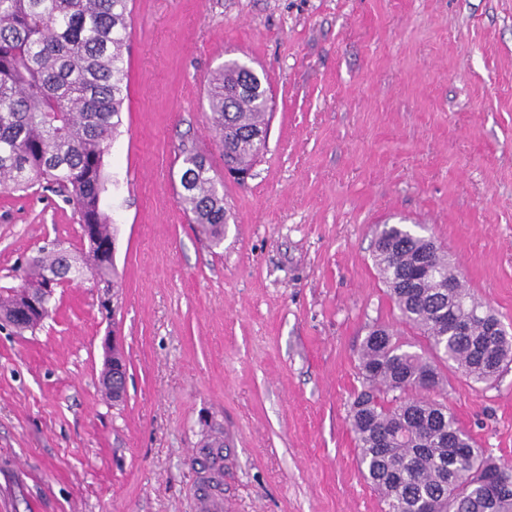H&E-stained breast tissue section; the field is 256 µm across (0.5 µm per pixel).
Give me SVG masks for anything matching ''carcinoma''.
Masks as SVG:
<instances>
[{"label": "carcinoma", "instance_id": "cac0c4a2", "mask_svg": "<svg viewBox=\"0 0 512 512\" xmlns=\"http://www.w3.org/2000/svg\"><path fill=\"white\" fill-rule=\"evenodd\" d=\"M130 0H0V189L36 182L77 214L82 248L59 241L16 268L19 284L0 292V324L18 334L42 325L18 316L21 288H57L89 277L114 287L115 225L102 208L104 157L122 125L123 49ZM269 88L251 66L224 62L207 100L220 148L248 171L252 141L267 132ZM206 155L182 154L180 194L209 242L224 241V191ZM400 323L423 338L419 350L390 325H375L359 353L362 389L350 420L360 467L386 512H512V464L477 447L448 404L422 396L443 369L488 383L512 362V333L494 332V311L459 279L447 251L430 236L386 224L375 250Z\"/></svg>", "mask_w": 512, "mask_h": 512}]
</instances>
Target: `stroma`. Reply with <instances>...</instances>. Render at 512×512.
Instances as JSON below:
<instances>
[{
  "mask_svg": "<svg viewBox=\"0 0 512 512\" xmlns=\"http://www.w3.org/2000/svg\"><path fill=\"white\" fill-rule=\"evenodd\" d=\"M123 125L102 206L115 314L84 280L35 333L0 329V512H197L199 443L224 431L226 512H384L349 421L357 353L397 321L373 260L421 227L512 330V0H134ZM275 102L246 182L224 171L208 81L225 60ZM224 185V242L184 212L185 149ZM78 217L0 192V287ZM118 331L127 394L102 386ZM435 399L512 460V364L444 372Z\"/></svg>",
  "mask_w": 512,
  "mask_h": 512,
  "instance_id": "35a3bbf8",
  "label": "stroma"
}]
</instances>
